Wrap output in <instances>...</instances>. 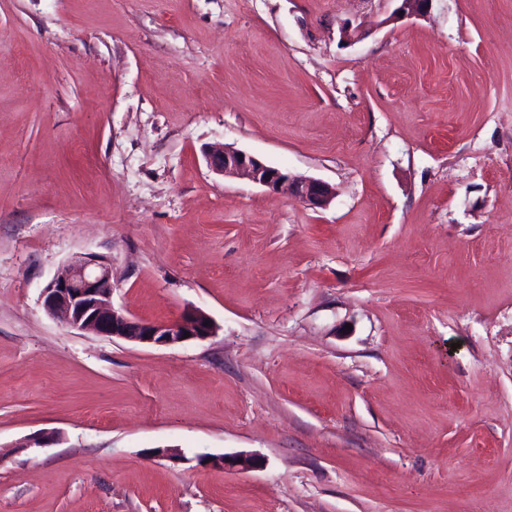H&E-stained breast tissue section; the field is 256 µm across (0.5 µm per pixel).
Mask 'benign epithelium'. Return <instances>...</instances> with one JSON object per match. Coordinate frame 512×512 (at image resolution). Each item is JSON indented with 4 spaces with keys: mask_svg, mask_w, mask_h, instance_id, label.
Instances as JSON below:
<instances>
[{
    "mask_svg": "<svg viewBox=\"0 0 512 512\" xmlns=\"http://www.w3.org/2000/svg\"><path fill=\"white\" fill-rule=\"evenodd\" d=\"M386 8L382 23L399 16H422L432 0H378ZM340 39L354 44L368 35L364 23L345 20L339 27ZM209 169L224 177H242L276 192L287 193L311 208H326L335 198L329 183L304 175H290L258 157L234 147L223 146L205 153ZM112 266L102 259L76 261L58 273L42 292L47 314L73 329L120 338L146 345L172 346L189 339L213 335L214 322L204 312L191 309L167 323L141 321L112 306ZM200 465L233 466L242 470L253 467L247 456L200 458Z\"/></svg>",
    "mask_w": 512,
    "mask_h": 512,
    "instance_id": "1",
    "label": "benign epithelium"
}]
</instances>
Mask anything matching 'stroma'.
I'll return each instance as SVG.
<instances>
[{"label": "stroma", "instance_id": "35a3bbf8", "mask_svg": "<svg viewBox=\"0 0 512 512\" xmlns=\"http://www.w3.org/2000/svg\"><path fill=\"white\" fill-rule=\"evenodd\" d=\"M383 17L0 0V512H512V0ZM222 143L336 196L217 176ZM89 256L215 334L49 316Z\"/></svg>", "mask_w": 512, "mask_h": 512}]
</instances>
